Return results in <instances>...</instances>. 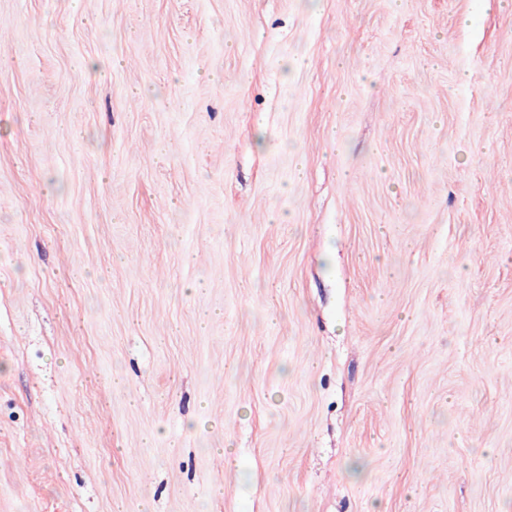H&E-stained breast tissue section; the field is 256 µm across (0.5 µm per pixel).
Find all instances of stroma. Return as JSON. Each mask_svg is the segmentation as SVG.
Wrapping results in <instances>:
<instances>
[{"instance_id": "35a3bbf8", "label": "stroma", "mask_w": 512, "mask_h": 512, "mask_svg": "<svg viewBox=\"0 0 512 512\" xmlns=\"http://www.w3.org/2000/svg\"><path fill=\"white\" fill-rule=\"evenodd\" d=\"M0 512H512V0H0Z\"/></svg>"}]
</instances>
